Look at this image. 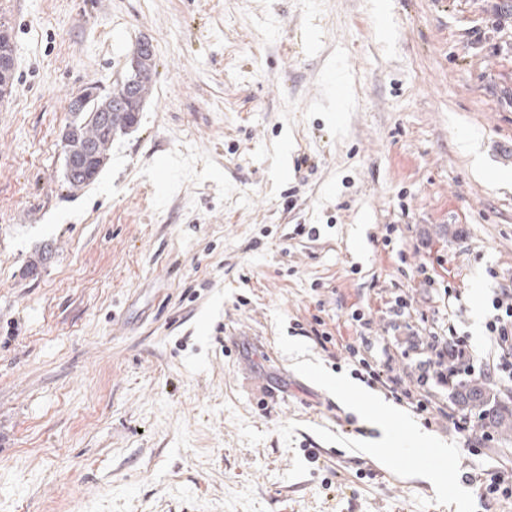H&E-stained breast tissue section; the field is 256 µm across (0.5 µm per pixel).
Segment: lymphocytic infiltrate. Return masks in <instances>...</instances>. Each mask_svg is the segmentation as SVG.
Wrapping results in <instances>:
<instances>
[{
  "label": "lymphocytic infiltrate",
  "instance_id": "obj_1",
  "mask_svg": "<svg viewBox=\"0 0 512 512\" xmlns=\"http://www.w3.org/2000/svg\"><path fill=\"white\" fill-rule=\"evenodd\" d=\"M492 316L486 323L489 348L484 356H476L468 336L449 328L447 335L418 336L409 343L415 360L410 373L396 372L394 363L399 353L388 343L371 337L368 320H359L354 341L344 346L364 382L380 387L387 395L421 416L433 411L447 418L448 426L457 434L480 435L492 442L490 432H476L469 416L453 406H435L433 387L456 390L465 378L479 377L512 389V292L495 293L491 299Z\"/></svg>",
  "mask_w": 512,
  "mask_h": 512
}]
</instances>
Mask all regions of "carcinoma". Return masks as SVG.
<instances>
[{"label": "carcinoma", "instance_id": "cac0c4a2", "mask_svg": "<svg viewBox=\"0 0 512 512\" xmlns=\"http://www.w3.org/2000/svg\"><path fill=\"white\" fill-rule=\"evenodd\" d=\"M154 62L141 65L135 87H125L99 94L85 109L72 111L70 147H89L91 159L80 161L65 175L64 184L72 192L89 186L99 175L112 148L115 137L134 126L132 109L125 100L135 97L143 105L152 88ZM455 403L463 412L475 413L482 425L503 441L512 440V390L504 393L490 387L486 381L473 379L455 394Z\"/></svg>", "mask_w": 512, "mask_h": 512}]
</instances>
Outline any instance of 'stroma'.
<instances>
[{
  "mask_svg": "<svg viewBox=\"0 0 512 512\" xmlns=\"http://www.w3.org/2000/svg\"><path fill=\"white\" fill-rule=\"evenodd\" d=\"M507 4L0 0V512H512L464 480L512 440L423 420L309 333L357 313L403 345L406 294L484 352L512 289ZM144 38L139 121L68 192L70 102Z\"/></svg>",
  "mask_w": 512,
  "mask_h": 512,
  "instance_id": "1",
  "label": "stroma"
}]
</instances>
